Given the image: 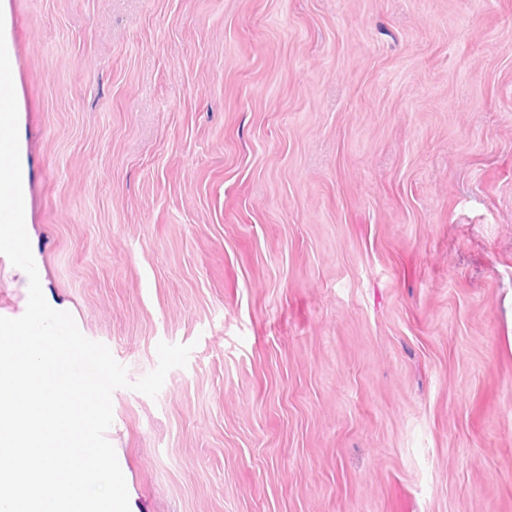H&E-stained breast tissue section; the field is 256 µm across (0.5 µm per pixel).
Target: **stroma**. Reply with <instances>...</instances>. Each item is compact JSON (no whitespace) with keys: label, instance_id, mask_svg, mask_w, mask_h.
Instances as JSON below:
<instances>
[{"label":"stroma","instance_id":"obj_1","mask_svg":"<svg viewBox=\"0 0 512 512\" xmlns=\"http://www.w3.org/2000/svg\"><path fill=\"white\" fill-rule=\"evenodd\" d=\"M47 302L132 512H512V0H0Z\"/></svg>","mask_w":512,"mask_h":512}]
</instances>
